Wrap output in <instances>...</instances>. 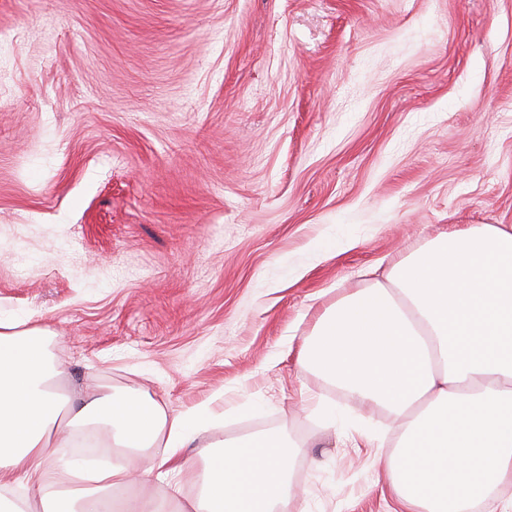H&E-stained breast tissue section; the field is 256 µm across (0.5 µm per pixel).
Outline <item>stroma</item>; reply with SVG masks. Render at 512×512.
<instances>
[{
	"label": "stroma",
	"instance_id": "35a3bbf8",
	"mask_svg": "<svg viewBox=\"0 0 512 512\" xmlns=\"http://www.w3.org/2000/svg\"><path fill=\"white\" fill-rule=\"evenodd\" d=\"M458 224L512 225V0H0V315L60 391L283 432L299 512H402L299 354Z\"/></svg>",
	"mask_w": 512,
	"mask_h": 512
}]
</instances>
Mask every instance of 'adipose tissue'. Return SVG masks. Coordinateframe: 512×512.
Listing matches in <instances>:
<instances>
[{
	"mask_svg": "<svg viewBox=\"0 0 512 512\" xmlns=\"http://www.w3.org/2000/svg\"><path fill=\"white\" fill-rule=\"evenodd\" d=\"M369 274L319 316L302 365L389 411L393 442L366 440L405 512H512V497L495 493L512 486V225H464ZM47 336L0 318V506L18 489L26 512H158L148 487L185 472L195 443L198 494L171 512H288L299 449L286 435L209 440L210 405L171 416L103 385L60 396ZM80 426L98 447L140 451V470L48 463Z\"/></svg>",
	"mask_w": 512,
	"mask_h": 512,
	"instance_id": "1",
	"label": "adipose tissue"
}]
</instances>
